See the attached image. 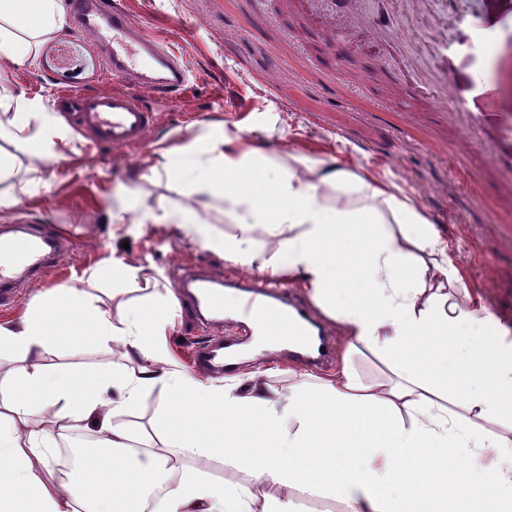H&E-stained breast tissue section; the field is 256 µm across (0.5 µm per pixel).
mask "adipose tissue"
Instances as JSON below:
<instances>
[{"label":"adipose tissue","instance_id":"obj_1","mask_svg":"<svg viewBox=\"0 0 512 512\" xmlns=\"http://www.w3.org/2000/svg\"><path fill=\"white\" fill-rule=\"evenodd\" d=\"M67 26L63 0H0V61L33 62ZM64 131L38 98L0 89V211L32 188L24 159L57 157ZM189 196L224 204L236 226L224 259L300 280L343 335L333 374L296 373L288 387L203 382L174 369L161 338L175 315L167 290L126 299L140 270L111 269V306L74 286L38 295L0 321V512H147L155 487L164 512H297L296 499L336 512H512V337L468 288L415 197L400 186L296 153L282 157L241 132L162 149ZM116 224L196 223L194 209L144 206ZM485 349L449 372L463 330ZM122 350L97 375L48 365L61 341ZM373 356L381 377H365ZM165 393L153 423L162 451L136 448L123 422L144 394ZM93 427L97 450L56 476L53 435ZM205 452L229 475L186 464Z\"/></svg>","mask_w":512,"mask_h":512}]
</instances>
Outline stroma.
<instances>
[{
  "label": "stroma",
  "mask_w": 512,
  "mask_h": 512,
  "mask_svg": "<svg viewBox=\"0 0 512 512\" xmlns=\"http://www.w3.org/2000/svg\"><path fill=\"white\" fill-rule=\"evenodd\" d=\"M144 31L164 42L192 72L176 100L142 94L158 123L145 145L87 148L69 129L75 153L60 161L21 167L22 179L38 184L11 211L0 229L17 234L35 223L59 236V260L44 278L23 279L14 302L0 305V320L22 314L47 289L80 287L112 299V263L144 268L132 296L153 287L175 288L185 270L216 281L260 280L256 269L225 261L175 224H128L114 230L113 208L138 200L178 208L190 202L183 182L168 173L161 148L199 132L243 130L279 155L297 151L364 167L413 195L427 211L448 252L486 305L512 301V173L474 149L467 117L484 115L486 132H499L512 117V0H361L362 17L332 16L325 0H124ZM444 30L452 84L445 109L432 86L415 84L418 72L438 61L426 46L431 29ZM104 57L87 34L67 28L47 43L36 64L0 62V82L13 95L53 104L67 90L107 92ZM101 268L97 278L84 273ZM202 333L177 313L163 342L177 369L199 380L224 373L194 368L192 344L219 337ZM119 353L96 348L60 350L55 365L104 371ZM293 363L264 352L242 362L236 374L261 372L263 382L287 387Z\"/></svg>",
  "instance_id": "35a3bbf8"
}]
</instances>
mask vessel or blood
<instances>
[{"label": "vessel or blood", "instance_id": "vessel-or-blood-1", "mask_svg": "<svg viewBox=\"0 0 512 512\" xmlns=\"http://www.w3.org/2000/svg\"><path fill=\"white\" fill-rule=\"evenodd\" d=\"M70 9L75 26L90 33L95 46L104 51L106 71L114 87L106 93L61 94L60 107L86 134L87 147L142 144L156 117L143 108L136 88L176 99L189 84L186 64L154 37L137 33L135 21L117 0H71ZM57 244L56 235L37 229L23 250L17 249L9 238L0 237V302L13 298L20 278L47 274L58 255ZM178 301L182 309L206 326L215 324L217 315L224 310L223 293L212 288L210 279L204 276L183 283ZM288 314V305L276 290L246 292L236 318L224 327V341L197 346L196 364L211 371L234 372L233 353L239 337L258 331L271 340L293 332L299 346L294 360L305 364L322 362L325 352L310 340L303 326L308 318L305 310L297 309L293 320Z\"/></svg>", "mask_w": 512, "mask_h": 512}]
</instances>
